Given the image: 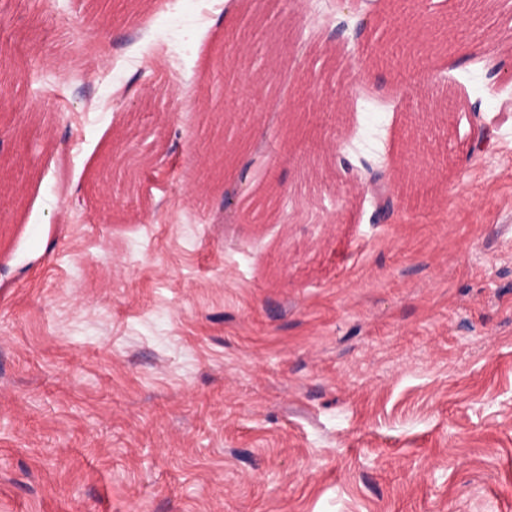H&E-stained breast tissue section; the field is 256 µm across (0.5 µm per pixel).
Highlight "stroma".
Instances as JSON below:
<instances>
[{"label": "stroma", "mask_w": 512, "mask_h": 512, "mask_svg": "<svg viewBox=\"0 0 512 512\" xmlns=\"http://www.w3.org/2000/svg\"><path fill=\"white\" fill-rule=\"evenodd\" d=\"M474 8L413 53L380 0H0V512H512V2ZM118 142L140 192L88 193Z\"/></svg>", "instance_id": "1"}]
</instances>
